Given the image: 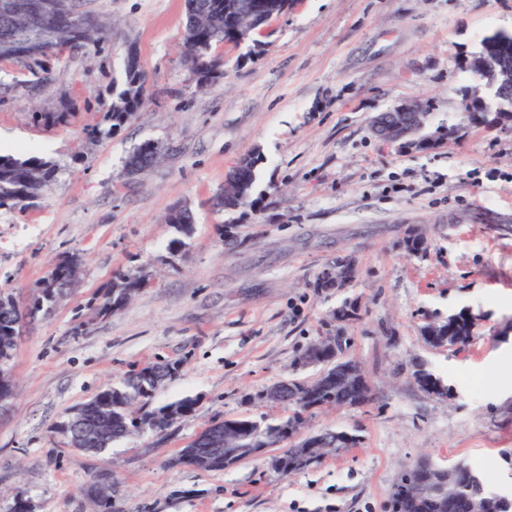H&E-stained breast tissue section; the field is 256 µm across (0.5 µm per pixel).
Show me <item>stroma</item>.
<instances>
[{"label":"stroma","instance_id":"obj_1","mask_svg":"<svg viewBox=\"0 0 512 512\" xmlns=\"http://www.w3.org/2000/svg\"><path fill=\"white\" fill-rule=\"evenodd\" d=\"M108 29L101 42L44 60L47 85L0 64V150L65 164L44 199L0 212V290L26 299L52 264L78 254L82 275L48 315L27 322L0 416V512L15 494L35 512H93L90 476L111 474L115 512H386L402 467L426 457L467 463L512 492V121L465 109L468 63L484 37L512 33V0H295L245 43L218 48L224 77L196 85L181 53L186 0H83ZM146 79L141 115L90 140L125 79L128 50ZM420 105L425 127L386 142L372 122ZM72 113L33 125L31 111ZM159 161L135 175L143 142ZM255 158L247 205L216 204L228 173ZM195 216L187 245L169 249L175 208ZM424 234L425 245L405 242ZM352 261V279L320 276ZM149 278L112 315L87 302L126 272ZM465 311L462 347H432L428 323ZM349 339L371 386L362 406L315 411L306 429L359 442L284 476L260 457L220 472L170 460L212 422L285 419L260 393L311 379L305 348ZM183 360L155 401L196 398L195 412L91 456L69 448L68 412L133 366ZM444 379L440 400L417 368Z\"/></svg>","mask_w":512,"mask_h":512}]
</instances>
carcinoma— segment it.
<instances>
[{
  "label": "carcinoma",
  "mask_w": 512,
  "mask_h": 512,
  "mask_svg": "<svg viewBox=\"0 0 512 512\" xmlns=\"http://www.w3.org/2000/svg\"><path fill=\"white\" fill-rule=\"evenodd\" d=\"M291 0H189L186 4L187 22L183 41L193 39L184 48L190 70L196 82L208 86L224 77L219 58L212 50L219 44H239L273 17L288 11ZM43 29L54 34L57 48L81 49L91 42L100 41L105 24L96 19L95 24L79 36L71 37L58 30L52 9L44 5L38 22ZM24 13L0 12V30H7L20 40L37 41L40 34L31 29L36 24ZM482 54L505 55L512 58V35L497 32L481 41ZM146 97L143 72L125 67V82L112 95V104L104 114L101 124L89 131V138L101 141L123 128L140 114ZM69 112H33L31 119L43 126H56L69 121ZM158 146L151 141L143 143L127 160L126 166L140 171L152 164L150 155ZM255 161L240 169L236 185L224 190L218 204L232 208L248 201L254 183ZM66 170L57 161L39 156L0 154V211L24 212L40 200L51 185ZM166 222L174 224L177 231L189 235L193 222L191 211L184 207L172 211ZM82 260L77 254L63 256L42 280L39 293L31 304L23 307L9 294L0 292V398L10 401L15 396L16 384L12 375L18 337L19 310L31 316L46 315L78 282ZM146 286L145 275L136 271L117 277L91 298L87 304L96 316L112 314L133 300ZM448 336V344L463 346L473 334L472 319L459 312L440 322ZM182 362L156 361L130 370L117 384L108 385L93 397L81 403L83 414L66 421L69 431L80 436V452L100 454L112 444L131 435L162 432L177 420L195 412L197 400L190 397L155 406L153 399L165 382L178 376ZM297 389L309 387L319 390L316 400L333 408L359 406L371 399V387L366 378L350 383L338 382L326 374L304 383L290 381ZM291 409L288 418L276 425H262L252 419L233 418L219 421L216 426L235 424L247 432L259 435L273 427L289 428L306 422L309 410L290 399L280 398ZM329 448H286L280 455L271 457L272 469L288 475L318 464L329 453ZM175 466L187 465L201 471H222L224 451L211 446L199 436L182 448L171 459ZM393 512H512V495L491 490L485 477L466 464L451 469L436 467L431 461L421 459L399 473L391 492Z\"/></svg>",
  "instance_id": "carcinoma-1"
}]
</instances>
